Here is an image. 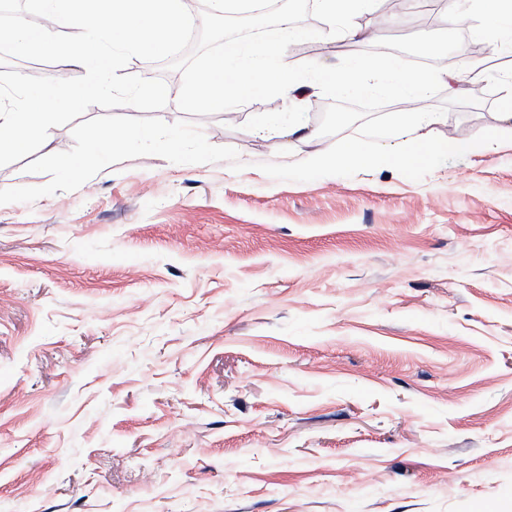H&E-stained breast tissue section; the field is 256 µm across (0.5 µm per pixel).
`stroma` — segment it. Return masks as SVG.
<instances>
[{
    "instance_id": "1",
    "label": "stroma",
    "mask_w": 512,
    "mask_h": 512,
    "mask_svg": "<svg viewBox=\"0 0 512 512\" xmlns=\"http://www.w3.org/2000/svg\"><path fill=\"white\" fill-rule=\"evenodd\" d=\"M353 0L332 66L445 29ZM428 97L435 141L492 148L422 181L388 166L280 182L324 98L182 112L90 107L0 167V512H512V56ZM292 114L312 137L257 124ZM129 143L94 149L104 128Z\"/></svg>"
}]
</instances>
